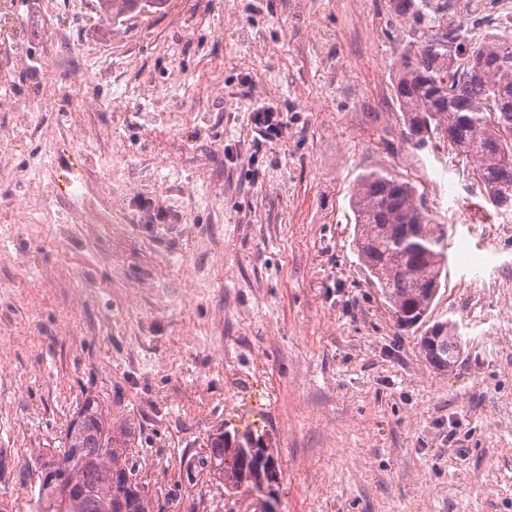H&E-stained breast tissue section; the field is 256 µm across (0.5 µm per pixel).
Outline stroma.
<instances>
[{
  "label": "stroma",
  "instance_id": "35a3bbf8",
  "mask_svg": "<svg viewBox=\"0 0 512 512\" xmlns=\"http://www.w3.org/2000/svg\"><path fill=\"white\" fill-rule=\"evenodd\" d=\"M389 0H16L0 45V500L99 402L151 512H256L188 461L223 430L278 450L276 512H512V231L472 181L432 319L446 372L399 330L352 247L361 173L447 166L394 91L416 28ZM260 101L288 117L257 135ZM145 2H150V7L160 10L165 8L167 0H100L99 7L102 21L106 24H114L116 20L126 16L135 10L140 11L146 6ZM251 122L264 142L279 143L288 130V117L273 104H260L252 108Z\"/></svg>",
  "mask_w": 512,
  "mask_h": 512
}]
</instances>
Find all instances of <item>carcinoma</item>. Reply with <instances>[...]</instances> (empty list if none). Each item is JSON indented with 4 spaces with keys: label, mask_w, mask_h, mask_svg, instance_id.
<instances>
[{
    "label": "carcinoma",
    "mask_w": 512,
    "mask_h": 512,
    "mask_svg": "<svg viewBox=\"0 0 512 512\" xmlns=\"http://www.w3.org/2000/svg\"><path fill=\"white\" fill-rule=\"evenodd\" d=\"M457 0H421L414 22L427 28L423 41L402 56L394 85L408 138L417 146L434 139L473 164V176L496 215L512 222V17L506 23L472 9L454 19ZM144 0H99L112 24L141 10ZM353 247L369 280L381 290L396 326L421 327L418 345L433 369L446 372L461 355L453 321L429 322L448 269V229L434 223L415 187L382 170L358 176L351 195ZM64 446L47 448L35 469L59 458L71 490L58 498L38 487L35 512H150L137 480V461L112 436L100 404L87 399ZM278 450L264 436L224 431L208 454L187 468L212 469L235 492L260 495Z\"/></svg>",
    "instance_id": "1"
}]
</instances>
